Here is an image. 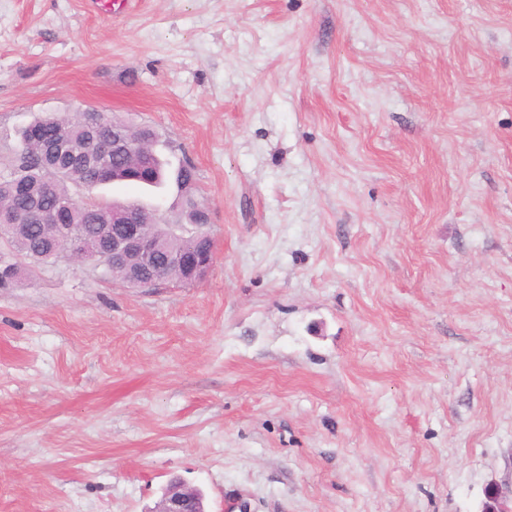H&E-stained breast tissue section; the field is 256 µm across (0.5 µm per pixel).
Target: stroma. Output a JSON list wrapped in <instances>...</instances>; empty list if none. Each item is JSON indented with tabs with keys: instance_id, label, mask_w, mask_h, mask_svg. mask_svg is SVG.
Instances as JSON below:
<instances>
[{
	"instance_id": "1",
	"label": "stroma",
	"mask_w": 512,
	"mask_h": 512,
	"mask_svg": "<svg viewBox=\"0 0 512 512\" xmlns=\"http://www.w3.org/2000/svg\"><path fill=\"white\" fill-rule=\"evenodd\" d=\"M89 105L191 161L215 263L0 289V512L512 494V0H0V169ZM154 512H209L205 498L197 489L172 479L164 488L159 506Z\"/></svg>"
}]
</instances>
